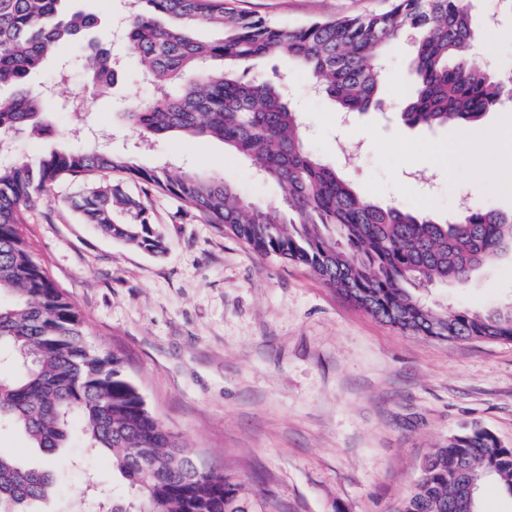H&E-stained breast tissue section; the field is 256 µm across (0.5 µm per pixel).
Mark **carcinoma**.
<instances>
[{"label":"carcinoma","mask_w":512,"mask_h":512,"mask_svg":"<svg viewBox=\"0 0 512 512\" xmlns=\"http://www.w3.org/2000/svg\"><path fill=\"white\" fill-rule=\"evenodd\" d=\"M65 0H0V142L24 127L53 128L27 87L29 75L63 43L96 27L68 12ZM125 37L155 92L134 102L127 122L143 137L179 134L216 139L259 174L283 186L287 202L271 210L243 199L224 180L189 170L147 169L110 149L52 151L37 166L0 165V427L22 430L45 455L42 466L0 453V512H39L54 487L49 460L78 431L85 447L111 455L127 493L103 497L98 512H225L241 500L238 486L213 469L197 470L187 452L146 407L124 375L121 358L93 348L84 318L19 233L29 212L57 183L88 185L71 204L104 236L159 256L167 244L148 208L125 185L175 197L254 251L310 269L326 287L367 314L416 336L442 341H512V306L446 312L423 304L418 285L462 284L512 249V213L466 209L445 222L360 196L307 147L297 113L271 79L245 81L237 70L279 56L296 62L317 89L351 114L379 107V59L413 35L415 91L401 107L411 127L474 123L499 107L512 85L469 63L483 29L471 0H392L382 13L298 26L252 17L226 0H132ZM204 23L222 38L201 42ZM93 80L108 84L115 67L90 52ZM512 502V448L486 429L465 427L425 459L396 512H481L489 481Z\"/></svg>","instance_id":"cac0c4a2"}]
</instances>
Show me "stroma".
Instances as JSON below:
<instances>
[{
  "label": "stroma",
  "instance_id": "obj_1",
  "mask_svg": "<svg viewBox=\"0 0 512 512\" xmlns=\"http://www.w3.org/2000/svg\"><path fill=\"white\" fill-rule=\"evenodd\" d=\"M243 13L301 25L385 10L389 0H231ZM475 20L493 13L504 37L470 61L512 72V0H473ZM108 31L109 56L122 71L98 96L66 44L33 73V91L53 87L52 134L20 131L0 163H30L71 144L111 145L145 168L197 171L224 179L247 198L278 207L277 183L217 140L171 135L142 144L124 119L132 99L149 101L140 62L124 35L125 0H69ZM381 87L386 114L343 115L285 59L281 92L297 112L309 147L361 195L439 220L464 207L512 211V100L471 126L473 146L453 145L452 126L410 128L394 115L409 90L411 46L387 51ZM73 68L54 82L62 60ZM442 160L428 162L432 148ZM168 244L154 257L104 237L64 200L81 193L57 184L29 214L21 233L85 320L87 339L120 355L147 408L206 466L223 470L256 512H394L412 490L424 459L466 425L491 431L512 448V342L440 340L382 323L347 301L308 268L264 256L223 228L186 212L174 198L129 185ZM429 305L451 311L512 303V254L462 285L420 290ZM49 512H86L83 491L96 480L121 485L109 456L89 453L79 437L53 463Z\"/></svg>",
  "mask_w": 512,
  "mask_h": 512
}]
</instances>
